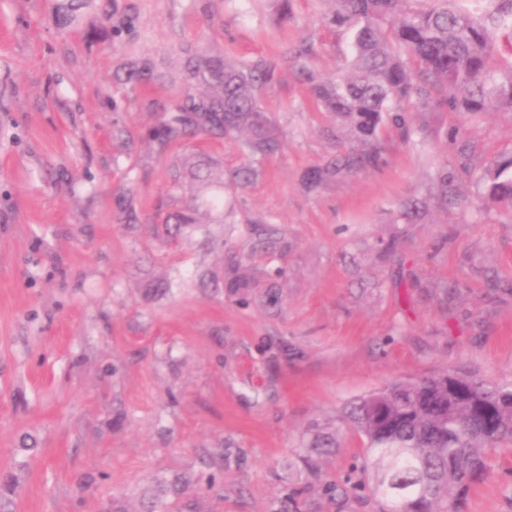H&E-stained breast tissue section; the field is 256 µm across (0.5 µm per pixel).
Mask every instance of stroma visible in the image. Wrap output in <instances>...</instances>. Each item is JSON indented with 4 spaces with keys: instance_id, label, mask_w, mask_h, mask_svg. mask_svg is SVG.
Returning a JSON list of instances; mask_svg holds the SVG:
<instances>
[{
    "instance_id": "stroma-1",
    "label": "stroma",
    "mask_w": 512,
    "mask_h": 512,
    "mask_svg": "<svg viewBox=\"0 0 512 512\" xmlns=\"http://www.w3.org/2000/svg\"><path fill=\"white\" fill-rule=\"evenodd\" d=\"M98 0L69 33L53 0H0V477L11 512H104L153 477L192 474L195 512H380L346 406L395 380L462 369L512 385V212L482 205L446 138L460 127L473 165L512 149V117L429 119L425 138L389 128L387 162L309 192L303 173L353 148L287 60L309 42L334 77L348 37L331 0ZM264 58L263 91L283 148L224 195V223L164 244L156 207L171 162L206 154L238 166L235 143L191 141L157 158L145 134L185 90L183 47ZM133 57L161 79L120 80ZM125 129L133 144L115 138ZM454 175L458 205L414 223L398 203ZM126 195L140 221L119 223ZM245 269L251 288L199 284ZM172 279L151 296L149 280ZM338 448L303 471L311 429ZM224 453L223 468L203 461ZM462 512H512V446Z\"/></svg>"
}]
</instances>
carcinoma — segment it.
<instances>
[{"mask_svg": "<svg viewBox=\"0 0 512 512\" xmlns=\"http://www.w3.org/2000/svg\"><path fill=\"white\" fill-rule=\"evenodd\" d=\"M95 0H55L53 21L60 31L77 24L79 11ZM328 23L350 37L351 52L340 73L323 78L306 63L312 47L291 54L293 67L313 101L336 114L363 143L339 158L306 171L311 192L338 176L385 163L382 130L392 126L410 136L405 105L420 114L442 110L478 116L498 110L512 116V0H334ZM184 78L203 85L161 113L146 132L158 157L194 134L237 142L247 161L233 174L242 188L261 174V161L279 153L281 143L261 92L276 78L264 59L237 64L222 55L185 50ZM132 86L159 78L148 59L124 66ZM204 188L166 216L163 234L182 235L214 213L224 214V182L209 169H186ZM479 197L512 210V156L473 175ZM436 207L457 204L448 174L439 176ZM347 419L363 438L374 470L370 490L392 503L391 512H448L465 490L486 474V449L512 444V387L462 370L415 381L390 382L353 403ZM309 448L317 454L336 448V437L316 431ZM191 489L186 477L159 483L144 493L140 512H171Z\"/></svg>", "mask_w": 512, "mask_h": 512, "instance_id": "cac0c4a2", "label": "carcinoma"}]
</instances>
